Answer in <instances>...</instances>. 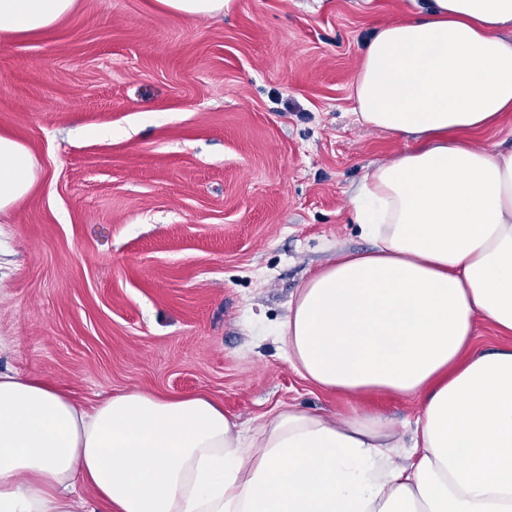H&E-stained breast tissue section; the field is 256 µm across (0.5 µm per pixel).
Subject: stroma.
Instances as JSON below:
<instances>
[{
    "label": "stroma",
    "instance_id": "stroma-1",
    "mask_svg": "<svg viewBox=\"0 0 512 512\" xmlns=\"http://www.w3.org/2000/svg\"><path fill=\"white\" fill-rule=\"evenodd\" d=\"M409 0H230L186 18L156 0H77L0 39V135L43 169L0 226V369L94 402L205 395L253 428L282 405L378 412L298 373L274 327L308 272L371 250L350 199L403 148L360 125L351 86Z\"/></svg>",
    "mask_w": 512,
    "mask_h": 512
}]
</instances>
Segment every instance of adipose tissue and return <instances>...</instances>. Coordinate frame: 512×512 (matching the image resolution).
<instances>
[{"instance_id": "obj_1", "label": "adipose tissue", "mask_w": 512, "mask_h": 512, "mask_svg": "<svg viewBox=\"0 0 512 512\" xmlns=\"http://www.w3.org/2000/svg\"><path fill=\"white\" fill-rule=\"evenodd\" d=\"M76 0H0V37ZM364 125L404 151L351 199L375 242L311 272L277 326L295 367L357 397L417 398L411 451L377 413L293 405L245 432L206 396L132 390L93 405L0 370V512H512V149L474 132L512 112V0H420L378 26L353 83ZM36 160L0 135V221ZM474 345L486 350L512 346V335L501 336L493 325L481 322L476 329Z\"/></svg>"}]
</instances>
